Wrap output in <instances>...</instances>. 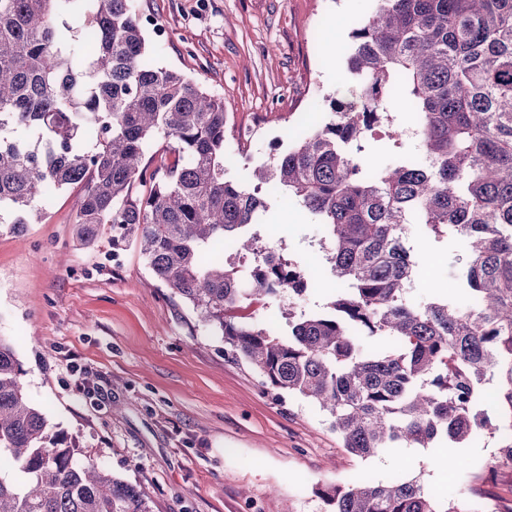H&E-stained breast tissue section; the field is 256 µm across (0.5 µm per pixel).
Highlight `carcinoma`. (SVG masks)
<instances>
[{"label": "carcinoma", "mask_w": 512, "mask_h": 512, "mask_svg": "<svg viewBox=\"0 0 512 512\" xmlns=\"http://www.w3.org/2000/svg\"><path fill=\"white\" fill-rule=\"evenodd\" d=\"M0 0V215L42 220L43 191L77 186L76 238L140 246L152 277L224 337V353L280 394L326 412L350 454L498 446L467 496L418 480L359 477L320 492L330 512H512L485 488L512 482V0H372L352 32L356 97L251 186L224 178V99L148 62L132 0ZM406 99L416 153L373 162L367 129ZM173 160L150 168L149 147ZM276 188L319 218L345 290L323 311L288 305L278 335L244 309L305 293V266L281 253L244 273L219 247L255 251ZM465 246L459 290L407 296L419 260L410 225ZM382 340L375 351L364 339ZM0 337V512H151L142 488L50 431ZM495 382L492 395L486 385Z\"/></svg>", "instance_id": "1"}]
</instances>
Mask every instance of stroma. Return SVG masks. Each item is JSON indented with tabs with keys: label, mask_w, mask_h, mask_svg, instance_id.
Instances as JSON below:
<instances>
[{
	"label": "stroma",
	"mask_w": 512,
	"mask_h": 512,
	"mask_svg": "<svg viewBox=\"0 0 512 512\" xmlns=\"http://www.w3.org/2000/svg\"><path fill=\"white\" fill-rule=\"evenodd\" d=\"M370 0H133L167 32L149 61L177 69L224 99V176L287 151L297 128L328 122L349 93L352 29ZM77 191L44 200L41 223L23 233L0 224V337L11 341L20 381L52 430L140 485L151 512H326L317 491L357 471L374 481L419 478L456 495L466 470L495 450L489 436L460 466L444 448L349 454L318 406L277 397L248 365L224 354V339L172 300L137 247L112 246L103 225L93 245L73 235ZM265 241L320 274L309 309L342 283L317 246L323 227L282 194L268 196ZM421 263L414 298L453 290L460 245L412 233Z\"/></svg>",
	"instance_id": "stroma-1"
}]
</instances>
